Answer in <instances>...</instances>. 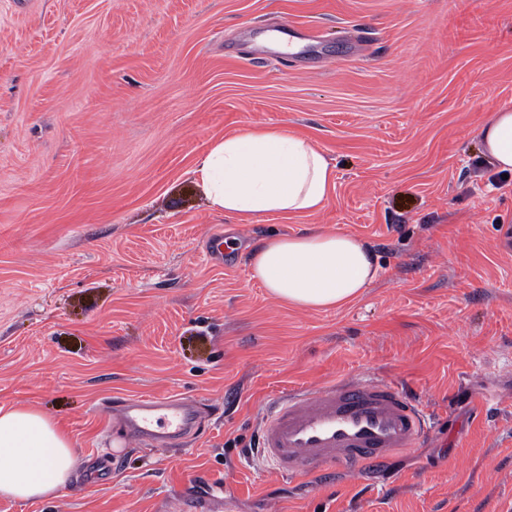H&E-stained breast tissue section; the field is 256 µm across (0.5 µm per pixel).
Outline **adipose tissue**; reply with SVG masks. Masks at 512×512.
Listing matches in <instances>:
<instances>
[{
    "instance_id": "ef3b65f1",
    "label": "adipose tissue",
    "mask_w": 512,
    "mask_h": 512,
    "mask_svg": "<svg viewBox=\"0 0 512 512\" xmlns=\"http://www.w3.org/2000/svg\"><path fill=\"white\" fill-rule=\"evenodd\" d=\"M478 137L497 171L512 173V107L494 110ZM195 171L211 207L246 220L312 215L329 201L336 172L309 139L284 128L248 129L215 142ZM252 279L301 309L341 308L378 275L370 247L343 231L268 238L249 260ZM75 453L68 435L28 406L0 407V498L53 497L69 482Z\"/></svg>"
}]
</instances>
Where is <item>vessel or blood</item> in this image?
Returning <instances> with one entry per match:
<instances>
[{
  "instance_id": "b4317fda",
  "label": "vessel or blood",
  "mask_w": 512,
  "mask_h": 512,
  "mask_svg": "<svg viewBox=\"0 0 512 512\" xmlns=\"http://www.w3.org/2000/svg\"><path fill=\"white\" fill-rule=\"evenodd\" d=\"M113 413L133 442L182 445L199 427V412L179 397H138ZM428 417L387 381L342 380L277 400L262 431L266 456L288 478L310 481L343 470L357 472L416 447L429 433ZM216 496L185 491L179 512H211Z\"/></svg>"
}]
</instances>
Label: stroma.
Listing matches in <instances>:
<instances>
[{
	"label": "stroma",
	"instance_id": "obj_1",
	"mask_svg": "<svg viewBox=\"0 0 512 512\" xmlns=\"http://www.w3.org/2000/svg\"><path fill=\"white\" fill-rule=\"evenodd\" d=\"M286 21L295 52L261 53ZM503 105L512 0H0V406L52 418L77 460L0 512H177L196 476L234 512H512V176L477 136ZM260 126L335 166L323 210L210 207L196 160ZM313 229L373 248L357 302L292 308L251 278L264 239ZM352 377L420 400V447L313 484L245 456L271 402ZM115 395L196 400L199 430L96 468Z\"/></svg>",
	"mask_w": 512,
	"mask_h": 512
}]
</instances>
